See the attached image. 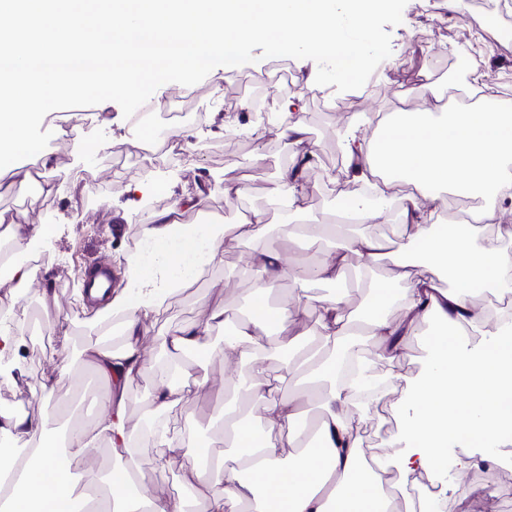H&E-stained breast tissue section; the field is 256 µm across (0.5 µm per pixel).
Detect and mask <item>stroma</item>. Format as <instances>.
I'll return each mask as SVG.
<instances>
[{
    "label": "stroma",
    "mask_w": 512,
    "mask_h": 512,
    "mask_svg": "<svg viewBox=\"0 0 512 512\" xmlns=\"http://www.w3.org/2000/svg\"><path fill=\"white\" fill-rule=\"evenodd\" d=\"M392 54L384 68L374 71L357 90H326L315 82L317 64L310 59H290L291 84L270 81L265 96L274 111L285 110L302 119L307 140L295 146L267 128L262 138L249 135L253 121L238 97L240 76L267 68V59L238 66V79L223 78L213 83L204 78L187 87L164 90L161 108L151 125L153 133L166 134V142L141 140L140 131L124 118L120 106L106 101L88 107L80 128L67 127L66 116L46 123L52 137L48 148L58 159L52 168L34 158L22 160L31 171L33 193H17L0 185V211L24 215L31 224H51L54 237L37 242L40 256L35 295L24 300V321L40 320L45 339L23 340L12 361L15 381L0 385V406L25 402L29 415L43 432L61 437L76 422L92 425L98 407L92 396L77 397L87 379L82 350L88 343L119 346L120 327L105 331L92 306L82 304L81 275L99 260L118 261L136 242L140 225L151 223L157 211L191 197L198 206L184 212L186 224L210 218L225 224L238 223L253 208L267 211L268 228L255 239L226 238L221 266L207 269L192 288L175 295L141 338L145 351L158 349L166 332L185 322H202V297L221 292L227 315L248 303L255 288L252 278L242 273L251 256L260 252L281 233L279 214L271 202L282 169L295 151L313 154L314 164L306 172L307 196L304 221L328 224L338 197L354 194L357 186L348 174V161L338 134L339 121L349 116L375 115L400 108L425 109L423 83L439 88L463 90L471 74H482L501 98L512 99V0H431L421 10L419 0H408L399 25L390 27ZM243 181L244 199L225 200V176ZM56 191L43 193L45 184ZM350 265L341 286H333L302 275L281 279L269 287L271 301L300 300L292 328L306 337L316 327L314 307L318 300L341 297L346 312L359 314L365 307L368 280L358 269L362 260L350 253ZM248 354L227 363L207 361L205 372L210 387L188 386L170 417L186 423L197 443L233 457L224 436L227 405L250 404L249 396L237 385L258 363ZM429 362L427 347L417 338L407 339L404 355L380 407L362 421V447L374 453L389 444L398 432L397 406L408 380L424 371ZM49 382L50 397H42L41 384ZM135 456L162 495L183 494V476L190 463L176 458L157 468L159 448L142 443ZM491 454L493 464L480 463ZM477 459L478 467L459 474L457 462ZM446 483L478 486V496L458 501L448 498L444 512H512V453L497 447L452 448L441 472Z\"/></svg>",
    "instance_id": "stroma-1"
}]
</instances>
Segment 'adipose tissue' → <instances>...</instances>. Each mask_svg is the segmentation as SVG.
<instances>
[{
  "label": "adipose tissue",
  "instance_id": "obj_1",
  "mask_svg": "<svg viewBox=\"0 0 512 512\" xmlns=\"http://www.w3.org/2000/svg\"><path fill=\"white\" fill-rule=\"evenodd\" d=\"M428 109L405 110L379 119L346 118L340 127L354 181L374 183L373 195L356 193L338 202V213L348 225H367V232L329 253L314 267V278L341 281L348 252L359 253L364 271L389 260V277L374 279L369 293L371 310L366 325L381 366L394 369L406 337L424 336L431 353L425 372L411 380L401 405L399 437L386 454L367 462L359 424L362 412L336 385L337 356L352 352L360 334L347 317L341 299L323 302L317 309V330L310 351L297 353L288 326L298 303L271 305L266 288L289 274L278 248L258 253L250 267L257 278L251 310L238 321L222 349L209 338L223 328L224 304L203 298L204 322H187L165 337L157 357L140 345L146 324L166 306L169 297L191 288L207 268L224 259L227 237L253 239L264 235V212L255 210L237 224H184L181 209L173 206L142 225L146 251L124 257L126 283L113 301L121 309L125 344L84 351L87 364L107 386L99 399V430L95 436L71 432L64 441L41 438L37 421L26 413L0 412V435L25 445L13 463L22 478L8 489L10 512H71L77 478L74 466L99 443H106L120 465L112 473L111 500H98L90 512H110L113 501L128 500L126 512H185L180 497L140 495L129 498L145 474L134 458L133 446L142 442L161 448L162 462L195 458L184 484L188 490L206 487L195 500L196 512H415L413 489L422 473L437 472L447 448H472L512 432V325L492 321L487 308L474 304L475 296L512 293V254L498 249L512 240V226L503 223L512 210V100L498 98L473 75L464 88L466 102H456L445 91L425 86ZM305 167L292 163L285 170L274 198L283 223L298 219L304 210ZM485 195L484 207L470 212L465 224L448 229L437 223L442 190ZM398 205L397 238L380 236L369 228L380 219L384 205ZM36 266L19 260L10 264L14 286L0 292V359L14 353L25 334L19 311L24 291L34 282ZM448 279L449 288L439 286ZM404 282L402 295L393 286ZM276 329L279 339L270 353L271 364H255L249 392L258 394L269 420H287V432L258 434L252 410L228 413L224 433L238 454L234 462L196 444L184 430L171 427L162 434L144 431L125 411L123 391L135 378L152 374L157 386L151 396V414H167L187 384L207 383L201 370L207 360L239 358L251 351L260 336ZM328 380L319 395L322 414L315 443L304 439L303 414L292 400L279 398L284 381ZM295 448L282 458L285 447Z\"/></svg>",
  "mask_w": 512,
  "mask_h": 512
}]
</instances>
